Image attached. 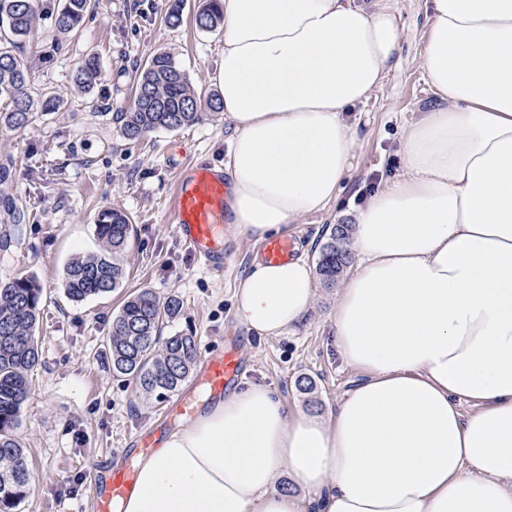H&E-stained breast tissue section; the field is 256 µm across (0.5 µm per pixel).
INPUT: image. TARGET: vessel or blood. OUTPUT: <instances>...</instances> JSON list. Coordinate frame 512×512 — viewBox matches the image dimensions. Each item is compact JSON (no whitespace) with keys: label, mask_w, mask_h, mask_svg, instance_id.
Instances as JSON below:
<instances>
[{"label":"vessel or blood","mask_w":512,"mask_h":512,"mask_svg":"<svg viewBox=\"0 0 512 512\" xmlns=\"http://www.w3.org/2000/svg\"><path fill=\"white\" fill-rule=\"evenodd\" d=\"M229 188L223 168L199 163L180 171L175 184L171 210L179 237L196 261L210 269L223 268L224 221L228 213ZM262 259L269 264H281L293 259L294 239L272 237L260 246ZM245 371L237 347L228 346L208 359L201 380L213 397H221L226 387L239 380ZM133 486L125 463L113 462L105 483L94 484L92 494L97 512H112V502Z\"/></svg>","instance_id":"1"}]
</instances>
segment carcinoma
<instances>
[{"mask_svg":"<svg viewBox=\"0 0 512 512\" xmlns=\"http://www.w3.org/2000/svg\"><path fill=\"white\" fill-rule=\"evenodd\" d=\"M96 0H65L52 13L57 47L61 39L75 35ZM36 23V0H0V126L18 130L28 127L37 109H55L53 95L36 99L29 91L31 61L26 54V38ZM202 31H212L224 23L220 0L208 4L195 15ZM95 55L79 66L78 87L91 88L99 79ZM203 118L201 98L186 73L167 54L147 59L139 74L132 107L116 113L125 138L136 143L160 130L175 131L192 126ZM3 223L20 231L26 213L17 203L4 204ZM131 232L129 217L118 210H104L97 220L96 233L106 250L99 255L73 259L65 269L66 294L75 301L99 296L120 287L125 278L122 259ZM352 225H333L329 241L321 249L317 273L326 285L352 260L345 247ZM41 287L33 276L18 275L0 281V512H17L33 491L28 460L13 430L19 425L22 406L30 392L28 373L39 364L40 349L36 327L40 319ZM181 301L171 296L160 301L149 288H142L124 300L113 320L109 339L112 372L132 381L139 394L179 390L191 374L196 360V339L176 333L166 338L162 329L178 318Z\"/></svg>","mask_w":512,"mask_h":512,"instance_id":"1","label":"carcinoma"}]
</instances>
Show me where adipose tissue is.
Returning a JSON list of instances; mask_svg holds the SVG:
<instances>
[{
  "instance_id": "1",
  "label": "adipose tissue",
  "mask_w": 512,
  "mask_h": 512,
  "mask_svg": "<svg viewBox=\"0 0 512 512\" xmlns=\"http://www.w3.org/2000/svg\"><path fill=\"white\" fill-rule=\"evenodd\" d=\"M223 9L229 227L257 243L335 199L358 145L343 114L382 88L401 4ZM429 9L435 100L405 126L402 172L353 214L356 270L333 314L360 381L325 418L261 384L226 394L137 458L114 512H512V0ZM314 298L306 256H256L234 315L278 337Z\"/></svg>"
}]
</instances>
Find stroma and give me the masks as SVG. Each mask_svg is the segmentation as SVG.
Returning a JSON list of instances; mask_svg holds the SVG:
<instances>
[{"mask_svg": "<svg viewBox=\"0 0 512 512\" xmlns=\"http://www.w3.org/2000/svg\"><path fill=\"white\" fill-rule=\"evenodd\" d=\"M205 3L186 0L183 22L172 28L165 21L168 0H99L79 36L61 52L54 49L50 28L59 0L38 5L27 44L36 60L32 84L61 103L25 129L0 127V163L15 164L13 178L0 183V199H15L28 214L19 236L0 246V280L28 274L42 288L36 331L41 362L31 374L15 431L28 453L34 492L18 512H96V465L127 449L138 429L169 408L171 395L139 396L132 383L112 374V321L125 295L137 289H152L162 301L180 299L182 312L164 333L193 334L198 361L234 337L248 368L243 384L266 385L289 406L326 416L360 378L333 345L337 286L317 283L314 305L294 332L260 337L234 316L236 281L257 243L225 232L227 262L219 271L197 263L182 245L169 209L175 180L197 162L223 165L231 137L223 116L158 131L135 144L112 118L132 101L138 65L157 53L173 55L202 97L218 93L224 30L195 26ZM402 8L401 49L383 87L345 115L357 126L360 143L342 192L326 211L289 230L310 262L318 261L332 225L351 222L364 197L400 173L404 124L434 101L420 68L428 0H403ZM90 54L98 58L101 78L81 91L75 72ZM105 209L132 220L123 253L126 277L116 291L76 302L65 293L64 269L73 257L103 252L95 224ZM302 376L312 378V393L297 387Z\"/></svg>", "mask_w": 512, "mask_h": 512, "instance_id": "1", "label": "stroma"}]
</instances>
